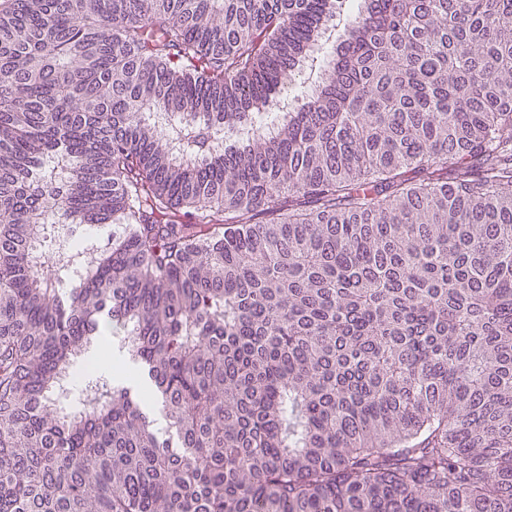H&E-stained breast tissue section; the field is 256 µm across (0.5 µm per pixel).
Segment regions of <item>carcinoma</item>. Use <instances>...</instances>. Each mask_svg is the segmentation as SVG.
<instances>
[{"instance_id":"obj_1","label":"carcinoma","mask_w":512,"mask_h":512,"mask_svg":"<svg viewBox=\"0 0 512 512\" xmlns=\"http://www.w3.org/2000/svg\"><path fill=\"white\" fill-rule=\"evenodd\" d=\"M335 13L0 4V512H512V0Z\"/></svg>"}]
</instances>
